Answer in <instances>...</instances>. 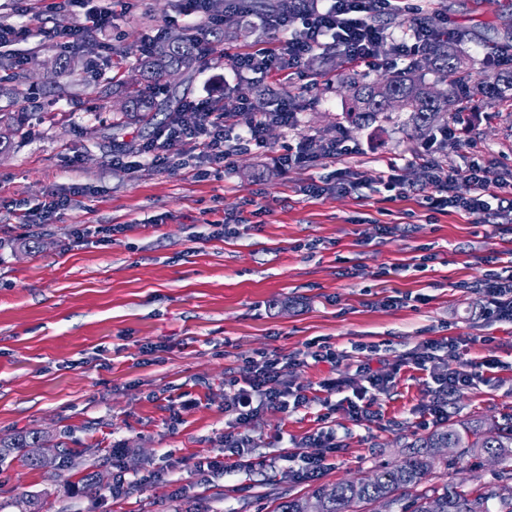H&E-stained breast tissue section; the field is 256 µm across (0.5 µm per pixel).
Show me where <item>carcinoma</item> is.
<instances>
[{
  "instance_id": "cac0c4a2",
  "label": "carcinoma",
  "mask_w": 512,
  "mask_h": 512,
  "mask_svg": "<svg viewBox=\"0 0 512 512\" xmlns=\"http://www.w3.org/2000/svg\"><path fill=\"white\" fill-rule=\"evenodd\" d=\"M314 0H249L248 11L265 17L283 16L298 12L303 5ZM463 36L448 41L445 34L434 33L421 54L408 68L373 81L359 80L347 74L338 78L347 89L352 101L351 123L368 126L390 122L393 115L406 114L407 123L416 134L432 131L440 118L451 111L469 92L485 97H507L512 89V72L499 77L488 76L484 81L471 84L468 58L460 48ZM197 34L186 32L164 35L159 38L147 57L141 60L144 76L157 82L172 71L181 72L192 67L197 59ZM431 74L428 81L425 74ZM442 85L436 89L435 85ZM179 103H156L143 91L129 92V105L125 111L134 118L141 112L168 114L178 110ZM21 125L12 112L0 111V148L10 147L20 133ZM45 448L43 457L29 455L30 448ZM418 451L403 463L385 468L374 476L336 484H323L310 492L296 497H282L275 512H306L316 505L321 512H349L356 503H380L386 512L400 507V512H512V469L498 476L497 481L479 488L462 484L429 485L432 461L440 448H459L464 453L485 452L502 460H512V426L501 428L494 437L483 432V421L475 418L459 427L437 429L415 441ZM19 453L18 461L30 468H40L61 455L59 446L44 447V440L36 432L20 435L5 443L0 449V462L13 453Z\"/></svg>"
}]
</instances>
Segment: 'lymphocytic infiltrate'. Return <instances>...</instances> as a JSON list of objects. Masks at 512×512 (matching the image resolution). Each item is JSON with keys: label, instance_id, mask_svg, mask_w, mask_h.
Returning a JSON list of instances; mask_svg holds the SVG:
<instances>
[{"label": "lymphocytic infiltrate", "instance_id": "lymphocytic-infiltrate-1", "mask_svg": "<svg viewBox=\"0 0 512 512\" xmlns=\"http://www.w3.org/2000/svg\"><path fill=\"white\" fill-rule=\"evenodd\" d=\"M408 0H325L316 12L305 14L301 29L292 30L290 17L270 20V27L277 30L282 41L278 49L264 47L230 57V71L239 76L245 73H277L288 78H304L305 64L318 49L323 48L326 36H335L342 52L352 63L374 70L380 65L393 66L397 61L417 53L430 37L428 29L415 24L401 37H394L388 29L371 20L372 15L401 12L408 9ZM387 46V57H380L378 49ZM241 111L250 115L236 134H229L225 118L227 112L220 98L206 95L185 101L178 112L172 113L169 122L159 127L151 140L143 142L139 154L150 157L159 168L168 169L184 157H197L214 165L228 164L241 148H263L268 125L292 126L297 119L294 99L281 96L274 100L270 111L252 114L250 101H242ZM344 137H336L323 145L302 141L287 147L280 157L282 167L309 170L321 165L323 160L336 159L350 153ZM425 170L422 185L428 208L442 210L455 208L468 214H478L488 209L490 200L506 205L512 210V181L499 177L491 166L471 161L460 171L443 173L430 154H420ZM465 179L470 187L469 196L454 194L458 179ZM479 292L484 301L483 316L500 322L512 323V276L487 274ZM457 340L442 343L424 341L407 357L408 364L425 372L433 387L428 400L419 409V425L430 429L448 420V400L462 388L487 380L489 373L499 368L497 357L491 356L478 362L458 359L455 366H448L441 357L443 349L460 351ZM375 347H368L364 360L359 361L357 372L365 381L355 400L347 409L353 419H371L374 415V396L387 394L393 383V372L374 367ZM300 363L299 355L284 356L260 352L249 358L241 378L231 380L224 398L225 411L234 412L237 421L251 419L263 411H281L287 407H305L310 397L300 387L285 384L280 379V366L284 362Z\"/></svg>", "mask_w": 512, "mask_h": 512}]
</instances>
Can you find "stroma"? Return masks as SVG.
Returning <instances> with one entry per match:
<instances>
[{"label": "stroma", "mask_w": 512, "mask_h": 512, "mask_svg": "<svg viewBox=\"0 0 512 512\" xmlns=\"http://www.w3.org/2000/svg\"><path fill=\"white\" fill-rule=\"evenodd\" d=\"M105 29L87 30L75 45L52 39L55 27L76 26L82 11L55 0H0V24L25 23L26 38L0 47L27 92L0 107L18 113L23 133L0 153V439L41 432L62 444L55 465L29 469L0 464V512H21L38 498L41 512H273L281 496H299L302 460L320 448L306 443L318 428L335 429L344 451L318 482L367 478L401 463L424 430L418 409L428 396L423 372L403 358L428 339L468 337L472 359L497 357L490 381L452 396L448 421L481 418L487 428L512 424V324L480 316L478 292L488 270L504 272L512 257V214L490 206L480 215L429 210L416 187L423 172L401 168L405 194L379 189L388 161L414 146L398 123L354 128L346 89L336 80L349 65L332 50L304 80L271 74L261 83L300 104L291 127L269 125L264 149H243L220 175L192 168L162 170L137 156L113 168L112 150H131L153 125L120 108L145 85L139 46L158 32L185 31L187 0H112ZM433 27L464 35L469 57L487 40H502L512 0H424ZM275 48L272 31L240 26L215 43L207 66L149 86L157 100L219 96L238 105L247 77L224 81L227 53L255 45ZM74 59L66 69L61 58ZM345 136L361 152L307 173L284 169L285 147ZM444 170L471 161L512 171V105L474 97L457 137L435 143ZM351 167L362 180L348 193L304 190L308 176ZM67 197L61 220L19 226L16 208L50 195ZM241 216L234 234L211 237L224 215ZM126 225L107 243L79 242L73 228ZM408 296L406 304L390 297ZM326 341L344 354L337 367L284 365L281 378L305 388L310 407L261 412L235 423L224 411L225 380L243 359L262 351H307ZM375 345L397 367L375 420H352L347 399L363 385L356 347ZM336 389H326L327 381ZM252 440L254 468L199 475L196 463L223 460L228 425ZM129 473L124 497L113 498V449ZM508 462L485 453L437 463L431 483L496 481ZM102 473L99 489L86 473Z\"/></svg>", "instance_id": "35a3bbf8"}]
</instances>
